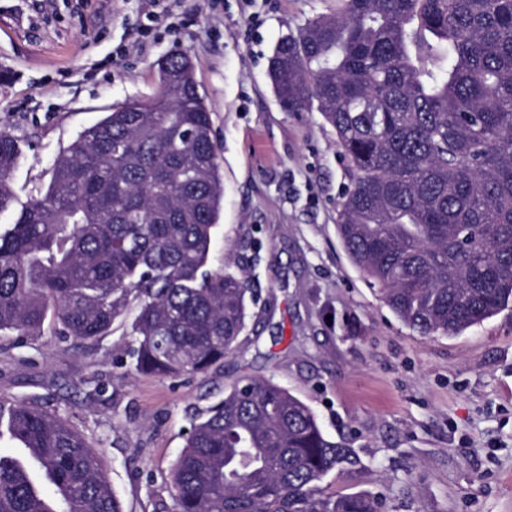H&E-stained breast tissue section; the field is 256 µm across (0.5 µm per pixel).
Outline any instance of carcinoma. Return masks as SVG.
Masks as SVG:
<instances>
[{
    "label": "carcinoma",
    "mask_w": 512,
    "mask_h": 512,
    "mask_svg": "<svg viewBox=\"0 0 512 512\" xmlns=\"http://www.w3.org/2000/svg\"><path fill=\"white\" fill-rule=\"evenodd\" d=\"M269 77L288 112H320L351 168L336 228L406 326L456 336L512 303V0H341L280 40ZM18 140L0 132V332L52 316L76 341L130 303L133 369L205 375L250 317L245 266H208L224 197L194 70L174 94L111 107L21 201ZM26 456H0V512H123L99 454L59 416L0 402ZM364 467L313 409L244 376L193 420L170 474L175 512H378L321 486Z\"/></svg>",
    "instance_id": "carcinoma-1"
}]
</instances>
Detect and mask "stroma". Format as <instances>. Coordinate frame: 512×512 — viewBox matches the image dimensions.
Listing matches in <instances>:
<instances>
[{
	"instance_id": "stroma-1",
	"label": "stroma",
	"mask_w": 512,
	"mask_h": 512,
	"mask_svg": "<svg viewBox=\"0 0 512 512\" xmlns=\"http://www.w3.org/2000/svg\"><path fill=\"white\" fill-rule=\"evenodd\" d=\"M338 0H52L16 23L0 0V130L28 199L57 153L118 102L153 94L158 62L188 52L212 113L224 200L210 265L250 257L258 293L235 356L208 374L136 373L132 315L76 342L53 320L0 335V400L60 416L99 452L124 512H174L169 471L190 421L234 380L270 378L361 456L329 493L380 512H512V305L458 336L406 327L336 233L349 165L320 112L284 111L268 76L279 40Z\"/></svg>"
}]
</instances>
